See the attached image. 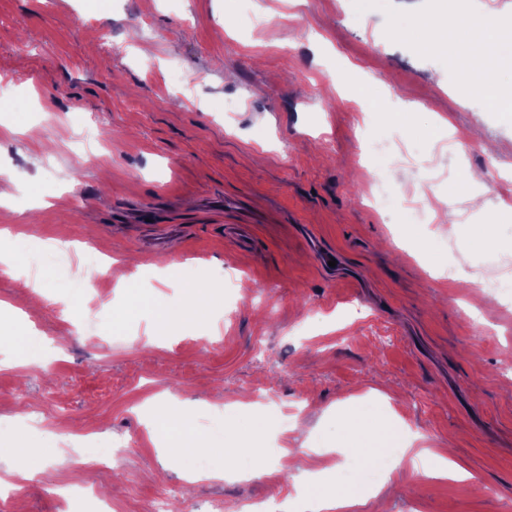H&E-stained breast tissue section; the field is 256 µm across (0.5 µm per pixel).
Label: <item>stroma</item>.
Listing matches in <instances>:
<instances>
[{
	"mask_svg": "<svg viewBox=\"0 0 512 512\" xmlns=\"http://www.w3.org/2000/svg\"><path fill=\"white\" fill-rule=\"evenodd\" d=\"M399 2L258 0L282 18L252 30L240 0H0V337L41 338L19 368L0 346V448L41 453L26 481L0 460V512H78L74 481L112 512L159 495L301 512L295 476L338 485L355 412L416 449L451 444L470 477L406 465L355 485L350 512H512V252L495 246L512 239V119L467 96L461 54L393 35ZM478 224L493 246L472 245ZM69 246L112 275L63 267ZM186 279L216 298L156 325L151 298L191 306ZM159 397L215 439L274 410L237 438L239 457L261 446L260 471L213 461L187 484L147 429ZM86 435L125 451L98 467Z\"/></svg>",
	"mask_w": 512,
	"mask_h": 512,
	"instance_id": "1",
	"label": "stroma"
}]
</instances>
